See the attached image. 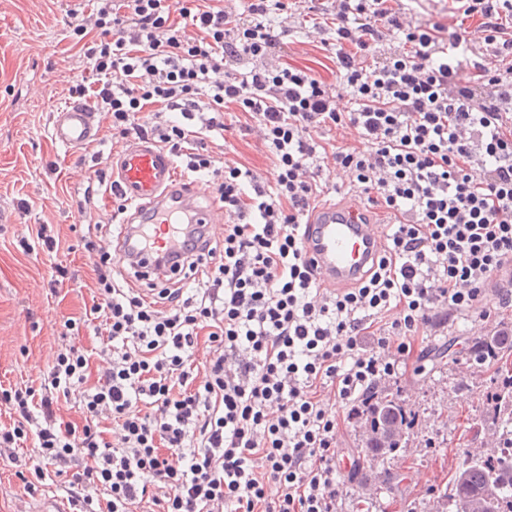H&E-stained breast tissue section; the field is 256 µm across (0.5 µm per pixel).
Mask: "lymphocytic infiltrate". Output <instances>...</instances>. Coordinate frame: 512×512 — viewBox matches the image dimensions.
Here are the masks:
<instances>
[{"label":"lymphocytic infiltrate","mask_w":512,"mask_h":512,"mask_svg":"<svg viewBox=\"0 0 512 512\" xmlns=\"http://www.w3.org/2000/svg\"><path fill=\"white\" fill-rule=\"evenodd\" d=\"M90 82L70 89L111 113L121 136L154 140L193 173L215 159L188 146L227 128L271 156L262 173L225 164L224 241L146 295L114 269L95 233L94 267L112 358L90 380V356L58 350L39 386L0 390V447L32 441L36 494L53 465L70 512H336L337 435L396 382L410 337L437 309L487 318L492 287L512 302V0H462L469 31L408 16L402 0H330V49L347 102L311 69L269 61L283 35L270 0L229 10L191 0H94ZM195 37L185 38L186 28ZM245 62V70L234 62ZM472 79L458 80L462 68ZM150 121H143L144 110ZM352 129L365 148L333 160L390 216L379 256L357 284L327 288L305 253L304 221L323 187L314 172L323 128ZM202 368L190 358L199 347ZM331 391L339 407L323 400ZM78 393L84 422L58 421Z\"/></svg>","instance_id":"obj_1"}]
</instances>
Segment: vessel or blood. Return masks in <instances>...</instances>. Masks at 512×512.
<instances>
[{"mask_svg":"<svg viewBox=\"0 0 512 512\" xmlns=\"http://www.w3.org/2000/svg\"><path fill=\"white\" fill-rule=\"evenodd\" d=\"M52 139L71 153L98 144L95 109L77 103L57 109ZM111 181L134 211L122 221L117 249L126 266L162 283L181 268L185 257H206L213 244L215 209L201 206L202 181L181 176L173 156L153 141L133 139L109 160ZM306 257L329 288L348 287L379 252L375 224L362 220L354 205L326 203L308 219Z\"/></svg>","mask_w":512,"mask_h":512,"instance_id":"1","label":"vessel or blood"}]
</instances>
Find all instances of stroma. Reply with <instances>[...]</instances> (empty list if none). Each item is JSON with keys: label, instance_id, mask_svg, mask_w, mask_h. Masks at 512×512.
I'll use <instances>...</instances> for the list:
<instances>
[{"label": "stroma", "instance_id": "stroma-1", "mask_svg": "<svg viewBox=\"0 0 512 512\" xmlns=\"http://www.w3.org/2000/svg\"><path fill=\"white\" fill-rule=\"evenodd\" d=\"M413 17L456 28L475 27L464 18L457 0H404ZM91 0H0V385L14 387L40 381L61 346L68 342L99 351L103 336L96 322L75 339L62 336L60 319L81 314L97 300L90 273L99 259L81 241L88 225L101 227L103 247H111L117 226L112 214L119 204L106 172L111 155L126 141L112 131L110 114L99 113L101 139L75 158L50 135L55 109L69 104V88L87 72L84 45L74 35V16H86ZM323 0H302L298 8L277 12V27L286 35L272 64L311 67L329 94L341 88L332 71L331 50L314 30L323 19ZM215 155L266 172L271 155L256 136L231 126L213 136ZM320 182L329 187L327 201L350 204L361 190L337 171L331 154L318 158ZM94 206L78 211L86 188ZM52 225L58 245L47 251L36 237L39 225ZM68 275L51 293L56 269ZM489 318L439 312L432 326L416 336L406 373L398 384L401 400L419 417L403 451L362 468L348 484L337 512H436L432 488L446 483L473 452H495L494 427L485 394L491 367L470 365L472 347L493 334L512 329V305L490 299ZM14 459L0 458V512H38L42 503L66 512L68 505L53 487L28 495L22 478L38 456L30 445L15 449Z\"/></svg>", "mask_w": 512, "mask_h": 512}]
</instances>
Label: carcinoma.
<instances>
[{
    "instance_id": "obj_1",
    "label": "carcinoma",
    "mask_w": 512,
    "mask_h": 512,
    "mask_svg": "<svg viewBox=\"0 0 512 512\" xmlns=\"http://www.w3.org/2000/svg\"><path fill=\"white\" fill-rule=\"evenodd\" d=\"M512 350L504 347V338L495 336L482 345V350L472 353L473 361L481 362L485 354L500 361ZM493 425L508 430L512 424V387L502 388L492 397ZM370 438L365 444L359 461L373 462L396 453L407 442L410 428V411L398 398L387 395L369 407ZM439 498L451 503L454 512H467L473 502L484 504V512H512V447L499 449V454L470 459L451 475Z\"/></svg>"
}]
</instances>
